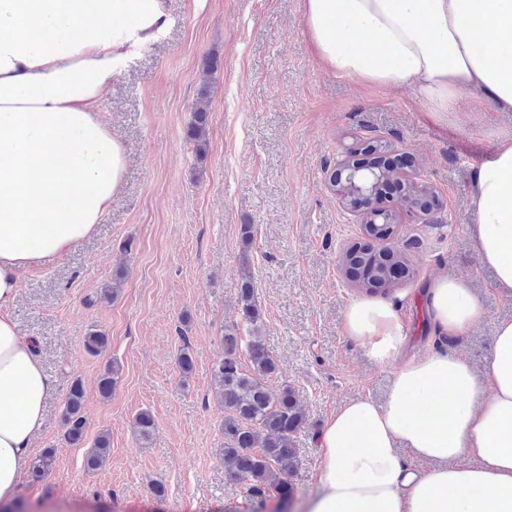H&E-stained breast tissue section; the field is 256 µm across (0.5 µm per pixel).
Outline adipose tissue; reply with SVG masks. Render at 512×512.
Here are the masks:
<instances>
[{
    "label": "adipose tissue",
    "instance_id": "1",
    "mask_svg": "<svg viewBox=\"0 0 512 512\" xmlns=\"http://www.w3.org/2000/svg\"><path fill=\"white\" fill-rule=\"evenodd\" d=\"M317 61L364 85L409 87L430 112L476 91L512 112V0H302ZM168 23L161 0H0V503L17 497L54 380L11 316L21 270L55 263L111 210L124 144L97 109L131 48ZM475 249L512 295V139L472 171ZM434 332L482 315L468 280L426 285ZM348 336L397 362L385 401L361 396L318 434L310 512H512V321L483 375L459 357L401 358L395 305L360 298ZM429 463L411 470L407 456Z\"/></svg>",
    "mask_w": 512,
    "mask_h": 512
}]
</instances>
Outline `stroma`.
Segmentation results:
<instances>
[{
    "instance_id": "stroma-1",
    "label": "stroma",
    "mask_w": 512,
    "mask_h": 512,
    "mask_svg": "<svg viewBox=\"0 0 512 512\" xmlns=\"http://www.w3.org/2000/svg\"><path fill=\"white\" fill-rule=\"evenodd\" d=\"M168 24L132 48L109 86L101 117L127 147L123 182L94 233L51 265L21 275L12 315L37 340L56 382L36 451L53 449L43 480L24 478L25 512H252L243 484L225 475L224 409L212 392L223 336H246L237 306L248 267L262 334L305 421L294 437L289 512H308L320 463L317 435L343 404L381 401L396 369L377 363L343 329L364 292L344 257L368 244L361 215L346 210L329 176L350 152L385 143L406 158L399 182L432 193L430 209L388 202L389 246L414 270L388 298L405 326L402 358L441 350L483 373L512 298L493 287L472 237V168L501 138L512 112L482 101L463 112H427L406 87L365 86L325 71L305 32L301 0H164ZM207 99L209 135L198 156L185 129ZM253 227L250 248L241 225ZM434 276L467 279L483 318L462 336H439L423 290ZM118 282L115 299L100 298ZM108 349H84L90 331ZM189 352L190 376L178 359ZM121 376L110 398L99 380L110 363ZM85 389V437L68 443L64 408L74 379ZM149 411L155 430L140 440L134 418ZM108 434L106 464L84 458ZM163 485L164 497L154 493Z\"/></svg>"
}]
</instances>
